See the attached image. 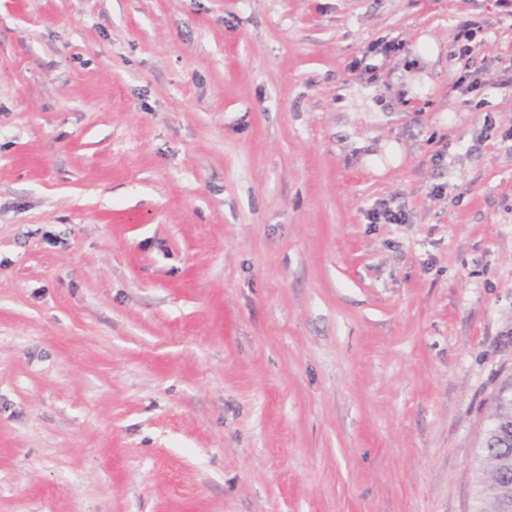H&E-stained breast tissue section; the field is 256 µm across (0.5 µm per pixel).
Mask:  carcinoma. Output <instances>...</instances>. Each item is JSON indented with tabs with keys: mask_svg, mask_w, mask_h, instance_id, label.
<instances>
[{
	"mask_svg": "<svg viewBox=\"0 0 512 512\" xmlns=\"http://www.w3.org/2000/svg\"><path fill=\"white\" fill-rule=\"evenodd\" d=\"M505 459L511 461L512 470V377L491 399L481 438L476 512H512V499L505 501L495 493Z\"/></svg>",
	"mask_w": 512,
	"mask_h": 512,
	"instance_id": "carcinoma-1",
	"label": "carcinoma"
}]
</instances>
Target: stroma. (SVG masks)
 I'll use <instances>...</instances> for the list:
<instances>
[{"label": "stroma", "instance_id": "35a3bbf8", "mask_svg": "<svg viewBox=\"0 0 512 512\" xmlns=\"http://www.w3.org/2000/svg\"><path fill=\"white\" fill-rule=\"evenodd\" d=\"M510 376L512 0H0V512H475Z\"/></svg>", "mask_w": 512, "mask_h": 512}]
</instances>
